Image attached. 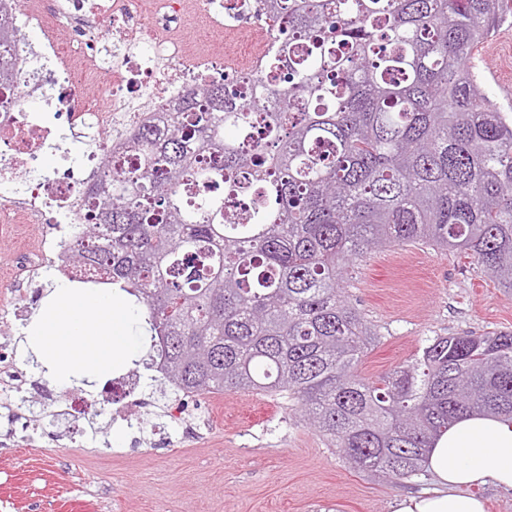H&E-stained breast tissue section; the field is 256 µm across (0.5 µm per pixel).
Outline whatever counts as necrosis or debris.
Segmentation results:
<instances>
[{
    "mask_svg": "<svg viewBox=\"0 0 512 512\" xmlns=\"http://www.w3.org/2000/svg\"><path fill=\"white\" fill-rule=\"evenodd\" d=\"M228 0H13L19 33L43 31L37 55L15 58L18 80L11 107L0 108V179L13 183L0 196V229L15 245L18 262L0 281V302L16 305L25 281L55 267L60 245L72 233L79 192L98 177L100 151L118 149L126 132L149 112L166 111L187 86L252 72L280 36ZM205 22L225 42L184 41L188 26ZM112 39V66L101 72L99 33ZM40 95L41 112L26 108ZM94 141L78 167L41 179L30 173L46 152L66 140Z\"/></svg>",
    "mask_w": 512,
    "mask_h": 512,
    "instance_id": "4bbe7bcc",
    "label": "necrosis or debris"
}]
</instances>
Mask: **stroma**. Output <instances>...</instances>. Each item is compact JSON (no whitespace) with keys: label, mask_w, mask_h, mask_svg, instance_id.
<instances>
[{"label":"stroma","mask_w":512,"mask_h":512,"mask_svg":"<svg viewBox=\"0 0 512 512\" xmlns=\"http://www.w3.org/2000/svg\"><path fill=\"white\" fill-rule=\"evenodd\" d=\"M489 105L512 112V15L475 51ZM496 69L504 83L487 81ZM44 286H26L16 315L0 327V360L28 379L26 397L52 412L35 422L4 408L0 392V512H393L406 494L433 489L428 473L392 483L348 466L287 395L248 390L187 396L188 419L168 425L173 393L144 388V429L110 420L116 406L94 389L36 376L19 346ZM381 339L359 371L377 378L410 360L425 339L473 331L512 332L505 293L464 254L420 246L372 253L345 288ZM74 413L64 416L65 403Z\"/></svg>","instance_id":"obj_1"}]
</instances>
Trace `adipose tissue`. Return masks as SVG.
Returning <instances> with one entry per match:
<instances>
[{
  "instance_id": "1",
  "label": "adipose tissue",
  "mask_w": 512,
  "mask_h": 512,
  "mask_svg": "<svg viewBox=\"0 0 512 512\" xmlns=\"http://www.w3.org/2000/svg\"><path fill=\"white\" fill-rule=\"evenodd\" d=\"M135 318L121 290L59 281L45 289L24 342L45 378L91 388L138 356L142 345L131 334ZM424 467L435 490L400 497L394 512H486L475 486L489 481L512 492V419L464 416L433 441Z\"/></svg>"
}]
</instances>
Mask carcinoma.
Instances as JSON below:
<instances>
[{"label":"carcinoma","instance_id":"obj_1","mask_svg":"<svg viewBox=\"0 0 512 512\" xmlns=\"http://www.w3.org/2000/svg\"><path fill=\"white\" fill-rule=\"evenodd\" d=\"M262 72L187 89L82 190L59 258L141 308L164 383L286 392L354 468L421 472L460 417H512V332L435 336L372 381L380 333L345 298L387 246L472 256L512 291V114L469 65L512 0H256ZM28 47L0 0V45Z\"/></svg>","mask_w":512,"mask_h":512}]
</instances>
